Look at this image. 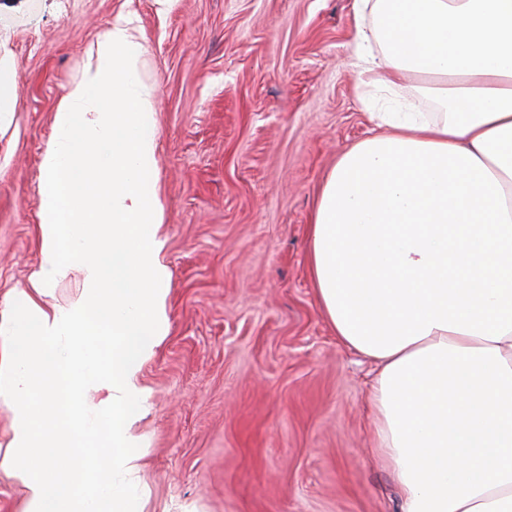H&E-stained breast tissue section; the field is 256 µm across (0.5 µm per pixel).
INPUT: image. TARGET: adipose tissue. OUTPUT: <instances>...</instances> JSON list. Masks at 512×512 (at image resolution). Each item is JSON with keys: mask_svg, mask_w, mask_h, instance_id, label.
<instances>
[{"mask_svg": "<svg viewBox=\"0 0 512 512\" xmlns=\"http://www.w3.org/2000/svg\"><path fill=\"white\" fill-rule=\"evenodd\" d=\"M372 85L412 76L442 109L378 110L338 158L310 231L337 338L379 371L368 403L402 512H512V0H354ZM117 15L53 114L40 254L0 317V480L25 512H142L144 363L169 333L156 86ZM81 293L48 298L73 272ZM66 465H59L60 457Z\"/></svg>", "mask_w": 512, "mask_h": 512, "instance_id": "1", "label": "adipose tissue"}]
</instances>
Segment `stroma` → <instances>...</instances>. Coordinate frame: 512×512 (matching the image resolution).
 <instances>
[{
    "label": "stroma",
    "instance_id": "stroma-1",
    "mask_svg": "<svg viewBox=\"0 0 512 512\" xmlns=\"http://www.w3.org/2000/svg\"><path fill=\"white\" fill-rule=\"evenodd\" d=\"M132 16L155 83L150 176L172 272L142 369L144 512H401L376 458L373 362L309 272L318 191L375 123L353 0H0L19 73L0 123V312L39 257V155L92 43Z\"/></svg>",
    "mask_w": 512,
    "mask_h": 512
}]
</instances>
